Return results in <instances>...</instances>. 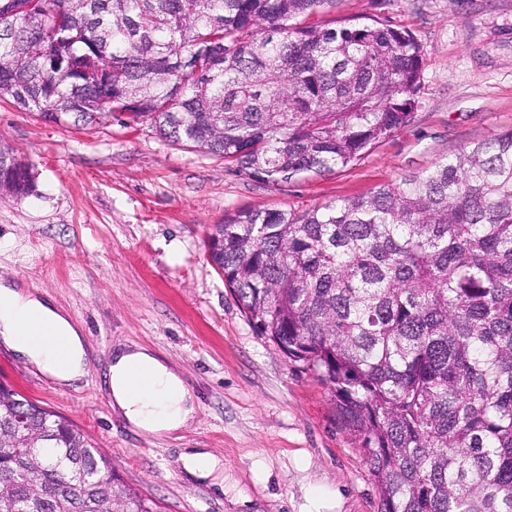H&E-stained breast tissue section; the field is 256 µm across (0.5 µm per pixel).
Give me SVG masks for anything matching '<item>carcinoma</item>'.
I'll list each match as a JSON object with an SVG mask.
<instances>
[{
  "label": "carcinoma",
  "instance_id": "carcinoma-1",
  "mask_svg": "<svg viewBox=\"0 0 512 512\" xmlns=\"http://www.w3.org/2000/svg\"><path fill=\"white\" fill-rule=\"evenodd\" d=\"M336 0H0V100L121 117L287 183L360 162L417 107L420 44ZM33 187L0 142V194ZM247 319L329 389L377 512H512V130L300 216L206 236ZM0 512H161L71 421L0 386Z\"/></svg>",
  "mask_w": 512,
  "mask_h": 512
}]
</instances>
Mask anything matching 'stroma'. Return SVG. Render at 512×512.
I'll return each instance as SVG.
<instances>
[{
	"mask_svg": "<svg viewBox=\"0 0 512 512\" xmlns=\"http://www.w3.org/2000/svg\"><path fill=\"white\" fill-rule=\"evenodd\" d=\"M332 19L408 29L424 53L411 121L357 165L273 185L160 139L151 123L63 127L0 101V140L32 166L27 197H0V282L68 316L87 373L59 386L0 345V383L76 424L163 512H377L378 492L329 390L247 320L207 259L211 225L243 208L301 214L425 171L512 130V0H339ZM178 369L196 417L146 435L108 398L113 348ZM224 465L188 476L182 453ZM244 502H236V494Z\"/></svg>",
	"mask_w": 512,
	"mask_h": 512,
	"instance_id": "obj_1",
	"label": "stroma"
}]
</instances>
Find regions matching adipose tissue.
Returning <instances> with one entry per match:
<instances>
[{
  "label": "adipose tissue",
  "mask_w": 512,
  "mask_h": 512,
  "mask_svg": "<svg viewBox=\"0 0 512 512\" xmlns=\"http://www.w3.org/2000/svg\"><path fill=\"white\" fill-rule=\"evenodd\" d=\"M37 325L66 339V359H57L51 349L30 340L29 334ZM0 343L57 384H72L85 374L79 329L45 301L1 283ZM109 388L113 409L148 435L183 429L196 415L193 397L179 372L142 346L115 350L109 366Z\"/></svg>",
  "instance_id": "1"
}]
</instances>
